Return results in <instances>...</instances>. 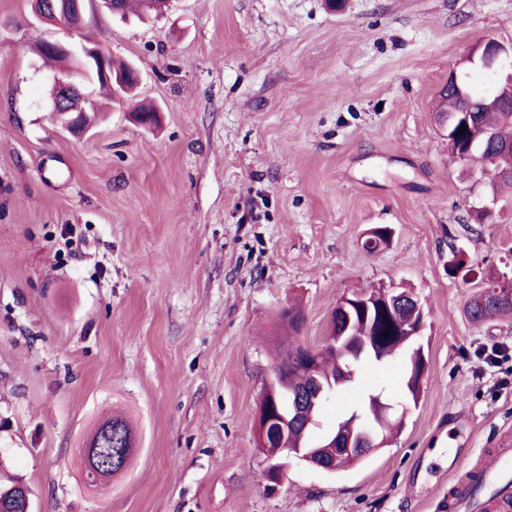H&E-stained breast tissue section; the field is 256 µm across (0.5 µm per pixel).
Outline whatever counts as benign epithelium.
<instances>
[{
    "label": "benign epithelium",
    "mask_w": 512,
    "mask_h": 512,
    "mask_svg": "<svg viewBox=\"0 0 512 512\" xmlns=\"http://www.w3.org/2000/svg\"><path fill=\"white\" fill-rule=\"evenodd\" d=\"M33 13L35 18L47 25L63 29L68 38L45 39L40 47L57 57L62 66L54 77L53 92L51 96V112L54 122L72 135H82L88 125L86 116L93 111L94 95L89 90L88 82L91 74L107 83L123 86L127 83L140 82V74L134 67L120 74L112 73V54L103 50L96 44H85L71 40L82 26L84 4L82 0H33ZM465 61L476 68L483 70L490 79L501 85L503 93L494 100H476L469 104L468 109L461 112L467 125L476 121L475 113L492 111H507L505 103L512 102V44L504 45L494 38H486L477 43L466 55ZM382 305L390 312L399 309L413 308L419 314L418 319L405 328V336L409 345L423 347L421 339L424 330V314L417 296L408 289L391 288L385 290L381 299ZM352 304L342 300L336 310L331 314L328 334L332 342L347 343L350 341L352 326ZM282 370L274 368L266 383L263 398L260 403L256 425L261 437V443L267 448H275L277 452L268 457L265 468V488L275 490L287 480L288 460L304 461L326 472L336 471V456H326L314 449L308 453L302 448H293L288 444V429L281 423L274 411L280 385ZM321 391L306 390L296 393L293 397L291 412V425L310 422L303 421L309 410H315ZM121 435L120 427H107L102 436L93 444L82 449L87 464V473L90 480L102 485L112 478V471L123 469L129 461L126 452L112 449V438ZM380 433L370 434L366 431L354 437L349 427L344 426L337 430L325 444L338 453L362 451L373 443L379 442Z\"/></svg>",
    "instance_id": "obj_1"
}]
</instances>
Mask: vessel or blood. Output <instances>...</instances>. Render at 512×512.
Listing matches in <instances>:
<instances>
[{"mask_svg": "<svg viewBox=\"0 0 512 512\" xmlns=\"http://www.w3.org/2000/svg\"><path fill=\"white\" fill-rule=\"evenodd\" d=\"M481 486L495 491L501 512H512V443L503 442L491 462L472 470L464 483L449 490L447 512H481L482 502L476 493Z\"/></svg>", "mask_w": 512, "mask_h": 512, "instance_id": "obj_1", "label": "vessel or blood"}]
</instances>
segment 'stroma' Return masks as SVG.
<instances>
[{
	"label": "stroma",
	"instance_id": "stroma-1",
	"mask_svg": "<svg viewBox=\"0 0 512 512\" xmlns=\"http://www.w3.org/2000/svg\"><path fill=\"white\" fill-rule=\"evenodd\" d=\"M0 0V462L37 512H438L453 474L512 432V391L478 377L470 323L512 266V191L448 150L435 103L484 38L512 42V0H172L143 19L85 0L80 39L135 65L150 127L127 107L75 136L50 120L55 70L19 44L62 32ZM492 206L500 219L475 223ZM388 226L370 252V228ZM460 249L466 278L448 274ZM408 288L427 361L363 385L407 404L393 440L332 473L290 461L268 492L255 419L298 304L323 341L344 296ZM137 447L100 487L81 448L102 409Z\"/></svg>",
	"mask_w": 512,
	"mask_h": 512
}]
</instances>
